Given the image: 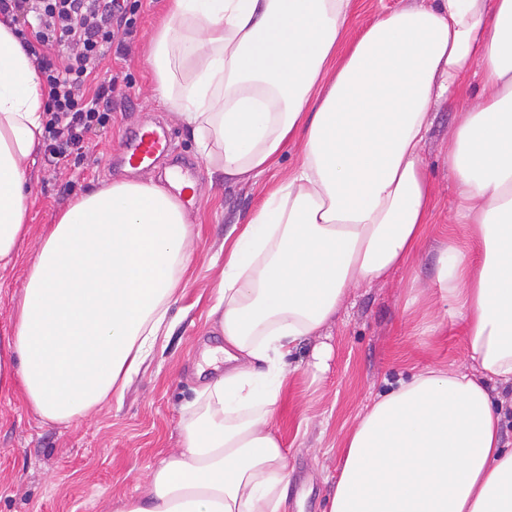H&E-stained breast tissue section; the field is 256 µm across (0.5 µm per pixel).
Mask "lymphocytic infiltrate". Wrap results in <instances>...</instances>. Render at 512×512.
Masks as SVG:
<instances>
[{
  "label": "lymphocytic infiltrate",
  "mask_w": 512,
  "mask_h": 512,
  "mask_svg": "<svg viewBox=\"0 0 512 512\" xmlns=\"http://www.w3.org/2000/svg\"><path fill=\"white\" fill-rule=\"evenodd\" d=\"M120 0H0V19L15 25L47 90L43 144L50 164L84 150L112 114L114 83L86 88L115 38Z\"/></svg>",
  "instance_id": "lymphocytic-infiltrate-1"
}]
</instances>
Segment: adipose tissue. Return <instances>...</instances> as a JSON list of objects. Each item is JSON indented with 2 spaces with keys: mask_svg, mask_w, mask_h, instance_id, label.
Here are the masks:
<instances>
[{
  "mask_svg": "<svg viewBox=\"0 0 512 512\" xmlns=\"http://www.w3.org/2000/svg\"><path fill=\"white\" fill-rule=\"evenodd\" d=\"M354 0H175L151 45L164 104L226 180L299 164L224 251L208 349L222 374L185 408L178 449L123 512H284L273 430L296 344L336 322L350 289L387 278L425 241L437 202L423 147L434 106L467 248L439 254L440 299L466 324V368L427 370L362 414L329 512H512V0H411L354 30ZM476 96L473 109L460 100ZM33 59L0 22V280L20 262L44 131ZM196 185L115 180L75 199L28 265L0 388L66 425L123 396L172 324L194 245L178 198Z\"/></svg>",
  "mask_w": 512,
  "mask_h": 512,
  "instance_id": "ef3b65f1",
  "label": "adipose tissue"
}]
</instances>
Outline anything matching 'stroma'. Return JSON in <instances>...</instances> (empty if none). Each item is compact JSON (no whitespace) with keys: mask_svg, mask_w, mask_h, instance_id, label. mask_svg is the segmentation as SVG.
<instances>
[{"mask_svg":"<svg viewBox=\"0 0 512 512\" xmlns=\"http://www.w3.org/2000/svg\"><path fill=\"white\" fill-rule=\"evenodd\" d=\"M172 8L173 0H136L128 52L108 51L96 74L97 82L118 84L112 118L91 135L83 154L54 166L38 154L26 201L30 234L22 247L32 257L57 215L88 190L116 179H155L175 164L190 168L203 192L188 210L195 253L169 311L171 333L159 340L121 401L69 425L41 422L17 393L0 395V512H121L143 495L152 470L178 446L181 408L202 383L196 369L205 350L223 342L208 312L224 239L298 163L299 149L292 146L279 168L256 182L229 184L210 174L189 131L160 101L147 56L157 23ZM145 127L164 131L172 152L151 167L126 170L122 143ZM453 133V111L440 110L423 152L437 198L429 240L388 280L351 290L324 341L331 348L326 372L311 367L324 343L314 337L300 341L286 359L290 373L273 428L291 470L288 512H327L343 439L391 384L425 368L471 364L464 328L447 313L435 283L441 240L461 232L445 159Z\"/></svg>","mask_w":512,"mask_h":512,"instance_id":"1","label":"stroma"}]
</instances>
